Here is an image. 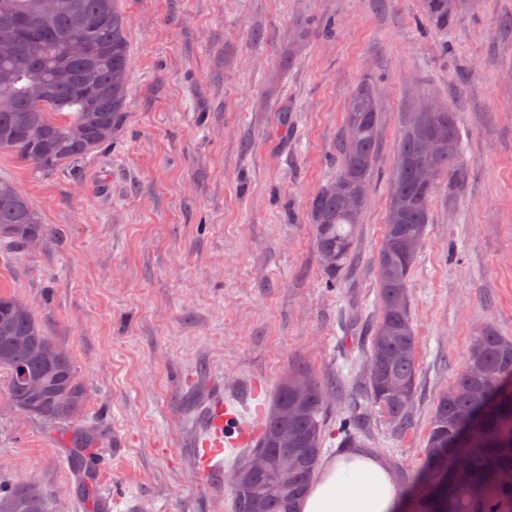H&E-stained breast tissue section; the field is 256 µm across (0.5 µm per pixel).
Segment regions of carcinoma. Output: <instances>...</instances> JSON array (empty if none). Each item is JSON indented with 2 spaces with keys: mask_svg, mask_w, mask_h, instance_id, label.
Wrapping results in <instances>:
<instances>
[{
  "mask_svg": "<svg viewBox=\"0 0 512 512\" xmlns=\"http://www.w3.org/2000/svg\"><path fill=\"white\" fill-rule=\"evenodd\" d=\"M41 0H0V40L17 43L0 60V150L13 152L35 170L78 178L82 163L119 130L130 96L127 17L116 0H59V11L42 13ZM462 0H425L440 30ZM45 80L58 92L38 104L28 87ZM374 87L362 85L349 99L339 139L336 177L314 196L316 252L334 279L354 256L355 225L368 203L376 156L379 115ZM451 139L431 155L426 142L443 126ZM462 142L450 110L406 113L389 182L386 227L375 261L378 319L368 340V398L397 424L407 423L417 389L416 336L409 278L430 223L439 181L457 188L466 179ZM47 228L40 214L6 180H0V241L32 245ZM0 372L19 412L59 424L83 413L87 392L63 346L47 336L31 309L0 292ZM326 388L303 367L285 378L250 455L298 448L272 456L268 470L235 475L237 512H298L318 466ZM359 425L342 428V448L360 447ZM412 512H512V339L492 329L474 337L466 366L435 405L425 464L413 478ZM46 493L30 481L0 488V512H45Z\"/></svg>",
  "mask_w": 512,
  "mask_h": 512,
  "instance_id": "cac0c4a2",
  "label": "carcinoma"
}]
</instances>
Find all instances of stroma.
I'll return each mask as SVG.
<instances>
[{
    "mask_svg": "<svg viewBox=\"0 0 512 512\" xmlns=\"http://www.w3.org/2000/svg\"><path fill=\"white\" fill-rule=\"evenodd\" d=\"M118 2L131 98L112 144L77 180L0 151V178L48 228L36 245H0V291L73 357L97 464L74 468L72 425L17 412L0 387V483L27 471L47 512H94L86 484L112 512H236L232 481L194 471L211 396L249 379L267 396L305 365L346 381L325 401L323 458L343 455V424L363 418L364 449L408 488L473 337L512 338V0H473L444 32L423 0ZM364 82L378 91L379 148L353 268L331 283L310 207ZM423 97L454 112L467 179L453 196L438 185L410 277L418 392L402 427L367 400L369 342L341 323L351 310L365 332L376 324L389 180Z\"/></svg>",
    "mask_w": 512,
    "mask_h": 512,
    "instance_id": "obj_1",
    "label": "stroma"
}]
</instances>
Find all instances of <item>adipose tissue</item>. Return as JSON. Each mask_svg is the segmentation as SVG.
I'll return each mask as SVG.
<instances>
[{
	"instance_id": "ef3b65f1",
	"label": "adipose tissue",
	"mask_w": 512,
	"mask_h": 512,
	"mask_svg": "<svg viewBox=\"0 0 512 512\" xmlns=\"http://www.w3.org/2000/svg\"><path fill=\"white\" fill-rule=\"evenodd\" d=\"M403 502L385 460L358 449L320 467L299 512H400Z\"/></svg>"
}]
</instances>
